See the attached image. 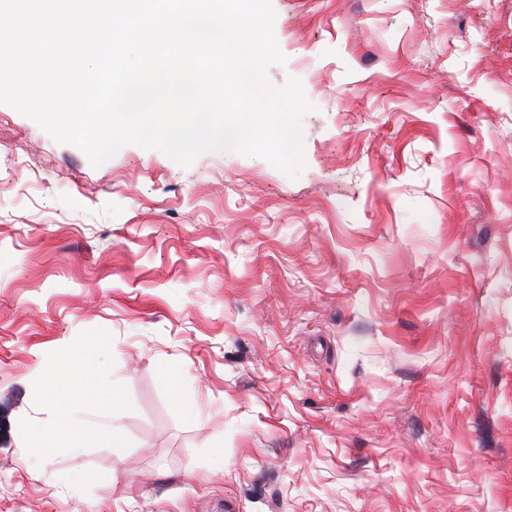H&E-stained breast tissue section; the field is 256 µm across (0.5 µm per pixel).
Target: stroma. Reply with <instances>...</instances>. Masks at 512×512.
Listing matches in <instances>:
<instances>
[{"label":"stroma","instance_id":"35a3bbf8","mask_svg":"<svg viewBox=\"0 0 512 512\" xmlns=\"http://www.w3.org/2000/svg\"><path fill=\"white\" fill-rule=\"evenodd\" d=\"M272 5L298 178L0 104V512H512V0ZM88 363L83 348L53 360L48 367L44 389L54 398L77 395L84 400L96 402V393L81 388L82 378L89 372ZM89 437L88 432L63 407L50 427L40 433H30L32 448L40 455L46 454L49 448H56L60 439H64L69 448H84Z\"/></svg>","mask_w":512,"mask_h":512}]
</instances>
